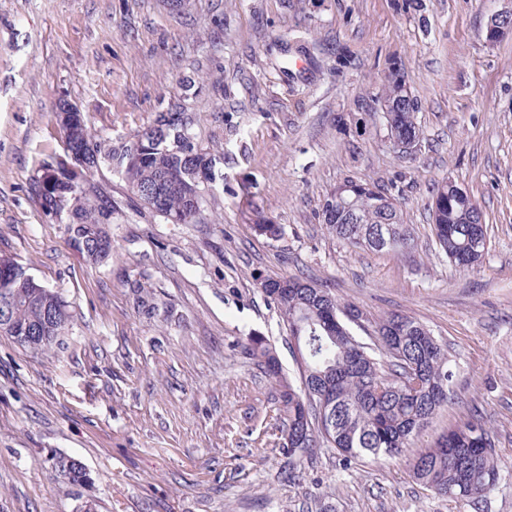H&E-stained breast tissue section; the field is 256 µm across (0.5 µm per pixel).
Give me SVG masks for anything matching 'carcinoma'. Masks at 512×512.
I'll list each match as a JSON object with an SVG mask.
<instances>
[{
    "label": "carcinoma",
    "instance_id": "carcinoma-1",
    "mask_svg": "<svg viewBox=\"0 0 512 512\" xmlns=\"http://www.w3.org/2000/svg\"><path fill=\"white\" fill-rule=\"evenodd\" d=\"M397 76L388 77L381 99L390 104L384 113L390 134L419 141L415 108L400 100ZM194 117L187 112H159L153 122L134 133L132 140L112 145L94 132L90 121L76 131L61 129L63 153L99 171L117 165L131 192L130 204L167 224H207L210 188L178 177L211 153L195 142ZM48 162L30 184L33 201L44 215L58 216L69 239L92 265L112 259L108 231L117 209L112 196L94 181L79 190V205L69 210L72 187L66 182L46 185ZM343 195L354 203L355 219L337 216L334 199ZM441 207L431 216L435 241L448 259L462 268L477 264L486 250V227L481 210L467 189L450 191L443 181L433 189ZM324 223L337 239L353 248L401 251L407 241L402 209L371 195L359 183L346 180L322 205ZM253 230L275 240L282 227L256 213ZM25 265L0 252V298L12 307L11 323H0V336L31 331L42 341L23 347L45 353L64 343L76 321V310L62 292L35 278L16 279ZM137 308L148 318L163 310L155 287L141 274L126 280ZM288 326L301 385L283 373L275 348L263 336L247 338L249 355L278 386V402L287 416L283 448L288 465L319 441L335 448L344 459L404 456L430 419L448 403L453 371L448 346L420 322L391 315L374 323L375 336L364 343L351 329L362 325L364 313L342 305L323 285L298 275L269 279L260 285ZM414 477L433 493L448 498H476L495 485L498 476L492 435L479 421L469 420L442 434L433 446L413 455ZM64 481L86 486L83 465L71 457L53 462Z\"/></svg>",
    "mask_w": 512,
    "mask_h": 512
}]
</instances>
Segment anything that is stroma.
Returning <instances> with one entry per match:
<instances>
[{"instance_id": "35a3bbf8", "label": "stroma", "mask_w": 512, "mask_h": 512, "mask_svg": "<svg viewBox=\"0 0 512 512\" xmlns=\"http://www.w3.org/2000/svg\"><path fill=\"white\" fill-rule=\"evenodd\" d=\"M512 0H0V249L63 289L78 319L65 348L0 336V512H512V33L486 38ZM418 106L420 141L394 149L379 98L390 73ZM66 99L121 144L171 107L193 112L224 173L208 224H166L112 196V259L91 267L34 203L61 154ZM452 179L483 213L487 249L463 269L439 252L432 188ZM346 180L396 198L403 253L328 233L325 196ZM262 211L283 227L256 235ZM146 273L172 309L138 313ZM304 275L378 320L396 311L448 346V404L415 441L470 418L493 434L499 477L482 498L428 491L406 459L345 461L321 446L283 476L274 382L245 350L268 337L298 378L288 327L262 278ZM78 459L93 484L56 474ZM56 471H62L64 481L75 487L86 486V473L83 465L71 457H56L53 462Z\"/></svg>"}]
</instances>
